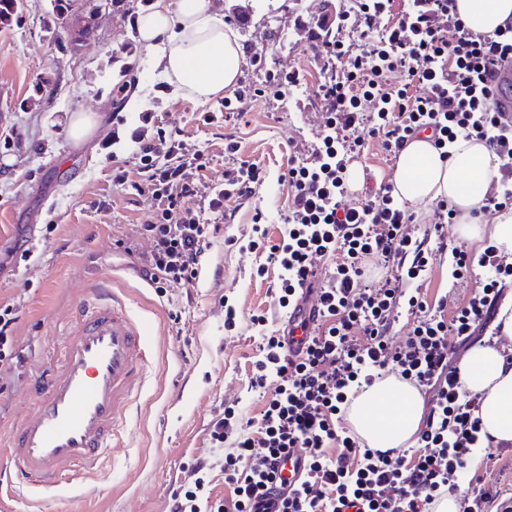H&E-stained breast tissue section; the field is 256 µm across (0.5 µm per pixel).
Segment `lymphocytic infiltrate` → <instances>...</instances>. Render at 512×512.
I'll return each mask as SVG.
<instances>
[{
	"instance_id": "obj_1",
	"label": "lymphocytic infiltrate",
	"mask_w": 512,
	"mask_h": 512,
	"mask_svg": "<svg viewBox=\"0 0 512 512\" xmlns=\"http://www.w3.org/2000/svg\"><path fill=\"white\" fill-rule=\"evenodd\" d=\"M390 3L359 0L354 14L340 16L335 29L322 19L309 30L322 74L314 99L296 95L298 70L265 74L273 100L287 97L296 111L318 108L325 114L311 158L294 155L282 175L291 188L284 216L288 232L267 251L268 262L282 271L275 288L279 306H292L297 289L321 261L339 251L346 258L320 288L321 323L305 351L289 354L286 337H268L250 381L270 393L257 433L247 432L231 407L210 423L212 447L228 441L236 446L224 464L237 493L234 512H254L275 462L294 448L309 449V465L281 512H431L437 500L457 495L466 512H486L491 502L490 492H461L471 450L485 447L489 438L482 433L480 397L463 391L448 339L472 342L476 321L497 311L500 290L512 281V259L491 243L477 254L453 249L458 273L474 276L477 287L459 312L445 316L444 304L433 307L405 295L396 282L425 276L435 258L429 243L443 238L442 224L454 222L455 209L438 200L440 224L420 233L394 184L380 185L357 207L343 206L341 199L348 163L364 149L357 135L363 127L393 157L409 137L425 131L440 150L460 138L484 142L499 189L486 206L512 207V121L496 111L491 82L496 69L512 59V28L474 32L459 17L456 0H411L392 20ZM382 17L387 23L381 27ZM414 83L427 86L428 94L412 95ZM154 119V113H143L141 126L129 134L137 173L116 165L112 181L132 184L150 202L153 218L138 225L136 234L150 244L142 275L162 293L195 284L199 259L220 221L235 217L227 200L250 199L261 179L256 165L243 162L225 169L223 188L207 189L200 177L207 166L203 154L176 136L148 134ZM195 198L201 208L191 207ZM403 310L416 326L396 346L389 336ZM358 335L363 343H355ZM389 372L432 392L417 436L420 452L409 466L404 450L370 447L339 425L352 401ZM334 445L343 452L332 459L325 450ZM211 468L207 457L187 463L195 481L173 490L170 512H224L204 479Z\"/></svg>"
}]
</instances>
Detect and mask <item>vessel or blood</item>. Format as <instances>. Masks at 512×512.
Returning <instances> with one entry per match:
<instances>
[{"label": "vessel or blood", "instance_id": "b4317fda", "mask_svg": "<svg viewBox=\"0 0 512 512\" xmlns=\"http://www.w3.org/2000/svg\"><path fill=\"white\" fill-rule=\"evenodd\" d=\"M317 289L301 288L287 330L303 338L318 313ZM149 352L142 330L111 289L80 302L56 368L39 382L38 397L8 442L19 481L53 488L95 473L141 389Z\"/></svg>", "mask_w": 512, "mask_h": 512}]
</instances>
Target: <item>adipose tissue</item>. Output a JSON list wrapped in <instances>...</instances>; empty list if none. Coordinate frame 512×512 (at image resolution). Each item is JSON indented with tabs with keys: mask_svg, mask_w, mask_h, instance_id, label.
Listing matches in <instances>:
<instances>
[{
	"mask_svg": "<svg viewBox=\"0 0 512 512\" xmlns=\"http://www.w3.org/2000/svg\"><path fill=\"white\" fill-rule=\"evenodd\" d=\"M471 28L491 33L512 23V0H456ZM136 32L141 48L171 75L180 90L211 98L234 86L243 56L232 30L212 12L209 0H179L169 9L158 0L141 16ZM451 158H441L429 141L412 142L399 156L393 183L401 200L418 203L444 199L458 211L466 237L480 236L473 218L492 190L495 166L486 145L457 140ZM466 390L481 394L480 415L494 443H512V357L495 348H472L460 366ZM356 433L369 443L398 448L418 431L422 397L412 385L390 377L359 395L348 413Z\"/></svg>",
	"mask_w": 512,
	"mask_h": 512,
	"instance_id": "1",
	"label": "adipose tissue"
}]
</instances>
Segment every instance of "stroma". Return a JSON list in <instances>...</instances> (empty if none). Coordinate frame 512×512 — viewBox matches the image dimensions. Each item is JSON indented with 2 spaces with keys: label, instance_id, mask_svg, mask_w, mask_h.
Returning a JSON list of instances; mask_svg holds the SVG:
<instances>
[{
  "label": "stroma",
  "instance_id": "stroma-1",
  "mask_svg": "<svg viewBox=\"0 0 512 512\" xmlns=\"http://www.w3.org/2000/svg\"><path fill=\"white\" fill-rule=\"evenodd\" d=\"M348 2L210 0L238 44L251 46L267 69H298L306 96L314 95L322 75L296 22L336 18L348 12ZM153 3L74 0L61 14L54 0H27L0 27V304L15 308L13 335L25 357L0 378V471L8 465L10 431L70 336L74 303L107 284L149 346L144 385L99 471L63 492L25 486L0 492V512H168L190 458L212 453L221 460L234 450L229 443L208 447L216 408L234 407L248 420L260 418L266 403L250 378L265 336L281 329L285 316L273 300L280 271L266 265L262 250L250 248L252 225L262 215L269 238L280 239L291 195L281 175L294 145L311 144L320 133L323 114L295 111L289 101L262 93L227 125L203 124V113L223 110L235 92L207 100L182 94L171 76L138 52L134 22ZM123 79L130 88L121 97ZM116 111L127 128L139 126L141 113H155L159 127L196 144L209 160L207 184H223L225 169L244 161L262 170L254 196L206 249L194 286L160 295L141 276L149 245L135 227L148 223L152 210L145 196L112 182L113 164L131 170L138 164L130 139L112 135ZM82 113L100 114L102 125L78 145L69 125ZM228 131L240 145L232 156L224 152ZM350 166L361 177L343 202L357 206L366 201L367 188L392 180L396 161L370 138ZM100 198L109 202L108 211L91 209ZM444 236L449 248L437 254L420 294L432 305L446 301L452 313L465 305L475 281L455 278L450 250L480 252L491 234L471 240L449 224ZM23 243L32 250L26 260L20 257ZM229 307L236 312L231 326L225 323ZM257 315L264 325L254 324ZM468 469L494 497L487 512L512 499V445L478 449Z\"/></svg>",
  "mask_w": 512,
  "mask_h": 512
}]
</instances>
